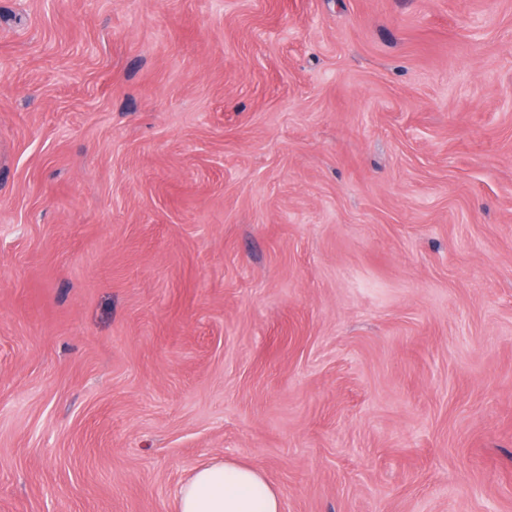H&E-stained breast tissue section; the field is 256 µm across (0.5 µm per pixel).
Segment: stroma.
I'll return each mask as SVG.
<instances>
[{"instance_id": "1", "label": "stroma", "mask_w": 512, "mask_h": 512, "mask_svg": "<svg viewBox=\"0 0 512 512\" xmlns=\"http://www.w3.org/2000/svg\"><path fill=\"white\" fill-rule=\"evenodd\" d=\"M512 512V0H0V512ZM173 512H282L280 491L258 468L236 461L197 468L177 490Z\"/></svg>"}]
</instances>
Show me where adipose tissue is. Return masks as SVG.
Returning a JSON list of instances; mask_svg holds the SVG:
<instances>
[{
	"mask_svg": "<svg viewBox=\"0 0 512 512\" xmlns=\"http://www.w3.org/2000/svg\"><path fill=\"white\" fill-rule=\"evenodd\" d=\"M173 512H283V499L260 469L224 460L197 468L179 486Z\"/></svg>",
	"mask_w": 512,
	"mask_h": 512,
	"instance_id": "ef3b65f1",
	"label": "adipose tissue"
}]
</instances>
